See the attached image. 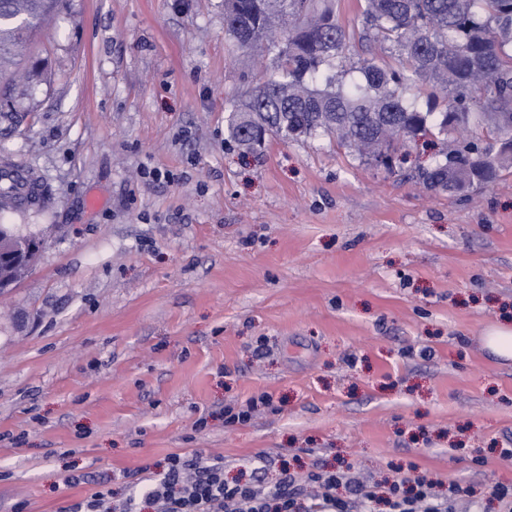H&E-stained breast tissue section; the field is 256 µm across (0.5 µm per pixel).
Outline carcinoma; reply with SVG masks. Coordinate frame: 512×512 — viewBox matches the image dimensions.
I'll list each match as a JSON object with an SVG mask.
<instances>
[{"instance_id": "1", "label": "carcinoma", "mask_w": 512, "mask_h": 512, "mask_svg": "<svg viewBox=\"0 0 512 512\" xmlns=\"http://www.w3.org/2000/svg\"><path fill=\"white\" fill-rule=\"evenodd\" d=\"M58 0H0V87L31 78L19 69L31 36ZM336 0H224V33L238 49L273 55L275 73L236 101L228 139L254 150L256 132L324 136L386 168L430 133L442 158L418 171L431 190L489 188L512 139V0H358V34L336 18ZM379 42L396 65L358 64L348 43ZM358 73L347 83L333 70Z\"/></svg>"}]
</instances>
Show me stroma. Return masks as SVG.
Segmentation results:
<instances>
[{
  "mask_svg": "<svg viewBox=\"0 0 512 512\" xmlns=\"http://www.w3.org/2000/svg\"><path fill=\"white\" fill-rule=\"evenodd\" d=\"M35 59L0 119L44 189L0 212L40 244L0 295V512L119 504L182 452L264 487L284 465L512 484V360L482 341L512 320V169L456 193L417 182L428 151L389 171L322 137L228 147L230 100L273 65L233 48L224 0H59ZM272 405V397L264 393L258 397L249 398L239 408L230 405L225 406L223 412L224 422L225 424L245 423L251 419L252 414L258 411L259 408H270ZM66 512H112V490L98 489L66 507Z\"/></svg>",
  "mask_w": 512,
  "mask_h": 512,
  "instance_id": "obj_1",
  "label": "stroma"
}]
</instances>
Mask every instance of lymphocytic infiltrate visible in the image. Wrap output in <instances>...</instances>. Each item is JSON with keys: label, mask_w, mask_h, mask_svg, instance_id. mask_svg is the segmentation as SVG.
I'll use <instances>...</instances> for the list:
<instances>
[{"label": "lymphocytic infiltrate", "mask_w": 512, "mask_h": 512, "mask_svg": "<svg viewBox=\"0 0 512 512\" xmlns=\"http://www.w3.org/2000/svg\"><path fill=\"white\" fill-rule=\"evenodd\" d=\"M305 480L314 495L303 494L286 469L267 490L249 481L230 484L222 465L195 453H176L169 456L164 476L146 485L143 504L156 512H373L379 503L389 512H457L458 503L471 495L469 487L456 482L439 491L422 475L393 480L385 488L352 480L340 471H311ZM343 484L351 488L346 500L336 495Z\"/></svg>", "instance_id": "f902f5d3"}]
</instances>
